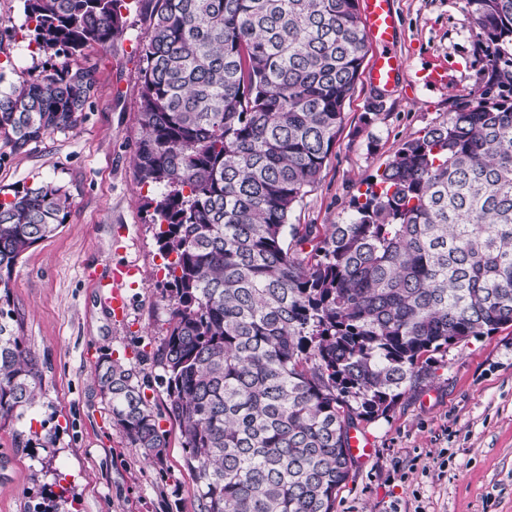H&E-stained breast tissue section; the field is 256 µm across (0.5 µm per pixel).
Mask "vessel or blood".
<instances>
[{
    "mask_svg": "<svg viewBox=\"0 0 512 512\" xmlns=\"http://www.w3.org/2000/svg\"><path fill=\"white\" fill-rule=\"evenodd\" d=\"M362 11L366 30L377 47L364 78L378 89L395 88L403 57L398 50L394 0H363ZM135 274L134 267L119 266L113 269L109 279L95 283L101 299L115 320H122L128 313V291L136 286Z\"/></svg>",
    "mask_w": 512,
    "mask_h": 512,
    "instance_id": "obj_1",
    "label": "vessel or blood"
}]
</instances>
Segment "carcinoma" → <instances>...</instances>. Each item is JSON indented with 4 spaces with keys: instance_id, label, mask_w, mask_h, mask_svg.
Instances as JSON below:
<instances>
[{
    "instance_id": "1",
    "label": "carcinoma",
    "mask_w": 512,
    "mask_h": 512,
    "mask_svg": "<svg viewBox=\"0 0 512 512\" xmlns=\"http://www.w3.org/2000/svg\"><path fill=\"white\" fill-rule=\"evenodd\" d=\"M141 51L134 178L168 259L158 354L202 512H335L348 433L384 416L432 355L512 324V0H464L488 79L364 180L346 220L294 224L364 74L358 0H135ZM128 0H24L57 59L20 85L0 71V133L19 151L72 129L94 94L84 50L128 27ZM52 181L0 199V420L35 403L12 272L66 223ZM311 249H306V246ZM112 424L162 460L147 380L109 356Z\"/></svg>"
}]
</instances>
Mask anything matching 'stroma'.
<instances>
[{
	"label": "stroma",
	"instance_id": "35a3bbf8",
	"mask_svg": "<svg viewBox=\"0 0 512 512\" xmlns=\"http://www.w3.org/2000/svg\"><path fill=\"white\" fill-rule=\"evenodd\" d=\"M406 65L394 91L358 82L319 185L296 224L344 220L361 182L409 138L447 119L484 88L486 58L463 0H394ZM125 33L80 59L96 91L76 128L19 152L0 136V198L47 180L72 197L65 224L16 264L11 299L27 346L44 364L42 387L21 420L0 422V512H201L166 394L146 399L167 438L156 463L113 427L95 380L105 355L161 374L156 352L169 329L164 259L134 181L140 138L139 46L148 22L131 11ZM23 0H0V65L19 84L50 69L24 26ZM445 70L430 86L424 74ZM138 270L124 320H113L93 286L113 266ZM372 457L355 464L336 512H512V325L435 354L427 376L387 416L359 422Z\"/></svg>",
	"mask_w": 512,
	"mask_h": 512
}]
</instances>
